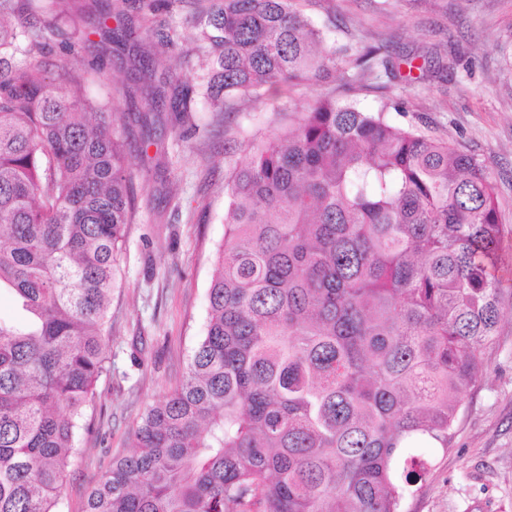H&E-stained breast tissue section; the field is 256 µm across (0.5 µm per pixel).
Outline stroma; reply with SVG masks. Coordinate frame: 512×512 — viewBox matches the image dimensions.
Wrapping results in <instances>:
<instances>
[{"label":"stroma","mask_w":512,"mask_h":512,"mask_svg":"<svg viewBox=\"0 0 512 512\" xmlns=\"http://www.w3.org/2000/svg\"><path fill=\"white\" fill-rule=\"evenodd\" d=\"M196 8L195 0H125L138 39L124 46L85 36L69 16L41 15L59 29L46 66L64 61L91 73L87 94L116 114L134 195L112 291L108 371L81 420L56 512H84L113 457L131 452L140 414L187 368L224 241L227 157L278 115L305 111L326 92L475 155L496 184L505 259L498 336L482 356L484 378L465 395L452 447L424 449L426 480L405 512H512V0H308L306 13L328 26L330 42L353 54L377 46L390 61L423 54L437 71L408 82L380 67L361 79L343 62L335 82L269 92L266 108L241 102L226 112L198 99L186 121L170 100L148 106L139 77L146 58L157 74L172 68L198 84ZM161 32L177 35L178 46L160 42Z\"/></svg>","instance_id":"35a3bbf8"}]
</instances>
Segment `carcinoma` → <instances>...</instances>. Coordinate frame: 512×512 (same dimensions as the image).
<instances>
[{
    "label": "carcinoma",
    "mask_w": 512,
    "mask_h": 512,
    "mask_svg": "<svg viewBox=\"0 0 512 512\" xmlns=\"http://www.w3.org/2000/svg\"><path fill=\"white\" fill-rule=\"evenodd\" d=\"M45 0H0V512H54L106 371L132 223L127 143L88 76L14 65L51 51ZM302 0H197L206 93L266 102L333 75ZM94 15L93 33L135 40ZM16 18L4 23L1 16ZM378 50L354 59L373 72ZM166 97L169 77H143ZM183 83L175 111H192ZM208 320L179 385L147 408L85 512H403L417 457L453 446L497 336L496 186L472 155L331 93L249 141L225 175Z\"/></svg>",
    "instance_id": "carcinoma-1"
}]
</instances>
